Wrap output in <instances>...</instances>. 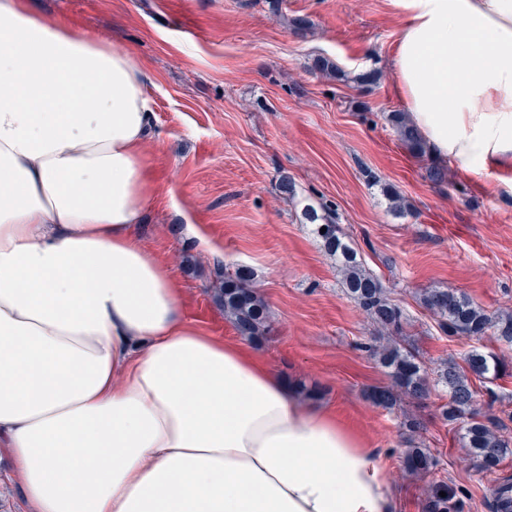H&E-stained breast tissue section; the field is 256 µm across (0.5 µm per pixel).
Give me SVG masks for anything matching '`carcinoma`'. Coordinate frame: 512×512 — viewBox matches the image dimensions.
<instances>
[{
	"label": "carcinoma",
	"mask_w": 512,
	"mask_h": 512,
	"mask_svg": "<svg viewBox=\"0 0 512 512\" xmlns=\"http://www.w3.org/2000/svg\"><path fill=\"white\" fill-rule=\"evenodd\" d=\"M313 69L332 78L342 70L326 56L314 59ZM398 140L414 156L429 159L427 179L436 186L448 181V169L430 160V149L421 134L403 112H390L386 116ZM305 219L312 224L313 233L325 251L336 259L345 276V290L360 309L377 327L379 345L371 346L373 356L384 369L389 384L376 387L369 393L377 406L392 410L402 400H418L430 391V385L441 386L448 392V403L440 409L441 418L450 424L461 425L462 438L468 454L478 466L490 472L497 468L512 443L499 434V430L479 419L472 410L476 391L472 377L485 378L496 370L493 352L479 349L470 351L465 365L454 362L444 364L430 373L416 348L407 343L408 318L404 310L389 298L381 282L364 268L358 253L345 241L343 233L330 212L318 214L310 206L303 207ZM326 231H321V228ZM214 299L223 308L237 330L253 341L265 339L268 331L267 307L253 287L245 269L221 275ZM424 306L435 317L440 330L448 336H470L479 340L512 344V314H490L474 304L465 295L450 289H435L422 298ZM406 467L416 475H427L440 465L430 449L413 446L405 451ZM446 496H441V493ZM465 502L457 491L444 481L430 485L424 503V512H464ZM493 512H512V479L501 478L491 501Z\"/></svg>",
	"instance_id": "obj_1"
}]
</instances>
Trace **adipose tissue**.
Here are the masks:
<instances>
[{
    "label": "adipose tissue",
    "mask_w": 512,
    "mask_h": 512,
    "mask_svg": "<svg viewBox=\"0 0 512 512\" xmlns=\"http://www.w3.org/2000/svg\"><path fill=\"white\" fill-rule=\"evenodd\" d=\"M436 161L512 166V0H393ZM143 66L0 0V449L33 512H390L362 441L185 319L138 226Z\"/></svg>",
    "instance_id": "adipose-tissue-1"
}]
</instances>
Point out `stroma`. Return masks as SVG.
Here are the masks:
<instances>
[{
	"label": "stroma",
	"mask_w": 512,
	"mask_h": 512,
	"mask_svg": "<svg viewBox=\"0 0 512 512\" xmlns=\"http://www.w3.org/2000/svg\"><path fill=\"white\" fill-rule=\"evenodd\" d=\"M37 15L63 20L132 52L145 73L157 131L145 145L158 190L140 227L164 263L184 315L207 335L250 345L293 387L314 386L304 404L333 412L389 473L392 512H422L430 483L445 481L489 512L491 492L512 477V453L477 473L458 428L444 424V389L423 403L376 406L371 389L388 378L370 347L376 330L344 290L343 278L302 216L304 205L336 210L349 244L409 320L410 342L427 367L461 362L475 339L440 331L422 305L425 291L464 292L487 312H512V167L481 174L449 167L436 187L425 163L398 141L385 113L405 111L390 57L403 24L391 0H23ZM310 19L306 35L292 21ZM334 60L339 81L311 70ZM374 69L376 85L356 74ZM292 179L296 200L279 191ZM391 185L406 209L381 192ZM250 271L267 304L269 334L240 335L213 299L217 268ZM497 372L476 383L483 418L512 438V346L489 344ZM421 423L408 436L406 416ZM420 442L440 459L434 473L410 475L404 450Z\"/></svg>",
	"instance_id": "35a3bbf8"
}]
</instances>
